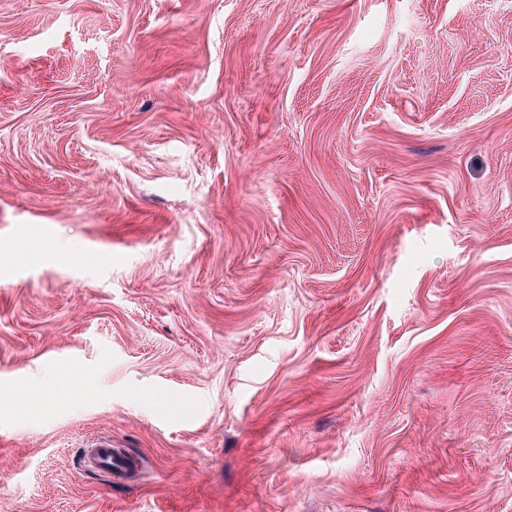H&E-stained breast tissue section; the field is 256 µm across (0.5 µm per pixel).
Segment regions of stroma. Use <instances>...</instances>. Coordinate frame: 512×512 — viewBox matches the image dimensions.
<instances>
[{
  "mask_svg": "<svg viewBox=\"0 0 512 512\" xmlns=\"http://www.w3.org/2000/svg\"><path fill=\"white\" fill-rule=\"evenodd\" d=\"M0 512H512V0H0ZM87 463L93 469L105 472L115 480L121 479L135 468V462L118 454L108 440H99L92 448H88Z\"/></svg>",
  "mask_w": 512,
  "mask_h": 512,
  "instance_id": "35a3bbf8",
  "label": "stroma"
}]
</instances>
